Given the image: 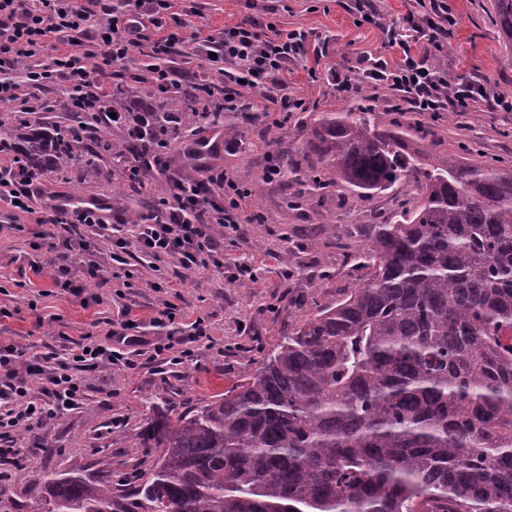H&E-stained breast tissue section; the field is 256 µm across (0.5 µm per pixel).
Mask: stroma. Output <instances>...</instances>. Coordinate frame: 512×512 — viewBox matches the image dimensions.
Returning a JSON list of instances; mask_svg holds the SVG:
<instances>
[{
  "label": "stroma",
  "instance_id": "obj_1",
  "mask_svg": "<svg viewBox=\"0 0 512 512\" xmlns=\"http://www.w3.org/2000/svg\"><path fill=\"white\" fill-rule=\"evenodd\" d=\"M204 13L210 29L260 16L283 29L303 28L328 38L330 63L355 77L362 52L383 48V34L370 25H356L342 0H186ZM489 0H450L459 25L444 47L440 62L454 78L478 76L498 90L512 93V51L502 49L489 19ZM297 95L319 101L333 112L350 106L358 92L343 93L327 83L325 75L310 78L298 65L291 76ZM265 102L240 98L226 116L243 131L237 150L219 155L216 164L234 177H246L247 205L240 214L241 231L224 238L223 272L184 273L173 258L161 267L171 281L167 291L152 288L149 259L136 250L113 261L112 248L97 242V259L107 273L132 271L129 287L105 289L101 303H93L94 285L62 290L52 287L53 255L32 250L29 242L37 226L25 221L22 230L0 234V307L10 317L0 320V339L15 343L26 357L64 356L84 335L105 343L112 321L130 309L140 323L146 348L165 344L168 329L154 325L163 301L176 307L178 318L192 322L204 317L209 339L199 341L194 355L176 370L141 356L134 368H98L83 373L85 399L79 408L58 419L15 436L11 452L0 456V512H34L42 495L40 477L47 472L95 478L111 470L113 484L146 480L158 459L157 450L139 447V435L152 411L148 395L164 396L169 408L182 411L216 398L235 386L244 372L263 359L305 314L344 296L361 283L366 270L344 261L336 245L352 225L390 219L410 207L415 196L401 186L370 198L338 199L335 188L323 190L312 207H289L294 189L266 179L262 167L264 137L271 119ZM436 134L426 148L427 160L449 156L477 159L512 168V112H472L448 120L429 119ZM61 188L75 198L98 197L113 209L145 212L166 193L160 176L149 178L143 195H130L120 175L85 182L63 181ZM264 222H257L255 212ZM255 270L249 287L232 274L236 264Z\"/></svg>",
  "mask_w": 512,
  "mask_h": 512
}]
</instances>
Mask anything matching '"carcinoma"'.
<instances>
[{
  "label": "carcinoma",
  "instance_id": "obj_1",
  "mask_svg": "<svg viewBox=\"0 0 512 512\" xmlns=\"http://www.w3.org/2000/svg\"><path fill=\"white\" fill-rule=\"evenodd\" d=\"M512 50V0H490ZM374 97L310 116L308 190L334 185L359 198L397 185L415 204L355 229L345 253L368 270L359 287L303 317L224 395L180 413L154 409L141 446L161 450L134 491L95 480L45 478L49 512H512V171L448 158L422 162L421 124L376 121ZM141 107L156 123L112 142L86 125L48 130L9 109L6 135L28 168L84 174L148 146L170 148L214 123L224 96L196 85L171 97L150 83ZM130 112L126 90L102 103ZM190 122L171 126L174 109Z\"/></svg>",
  "mask_w": 512,
  "mask_h": 512
}]
</instances>
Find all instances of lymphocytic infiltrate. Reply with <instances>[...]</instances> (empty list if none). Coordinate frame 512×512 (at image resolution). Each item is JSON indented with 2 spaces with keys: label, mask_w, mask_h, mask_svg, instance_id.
I'll use <instances>...</instances> for the list:
<instances>
[{
  "label": "lymphocytic infiltrate",
  "mask_w": 512,
  "mask_h": 512,
  "mask_svg": "<svg viewBox=\"0 0 512 512\" xmlns=\"http://www.w3.org/2000/svg\"><path fill=\"white\" fill-rule=\"evenodd\" d=\"M348 13L361 22L382 29L385 43L396 52L390 59L360 57L358 76L362 86L380 90L411 111L432 117L448 112H512V95L479 78L452 80L434 61L458 26L448 0H414L406 20L412 40L399 38L385 27L374 0H345ZM141 56L154 78L168 91H178L187 81L219 76L225 103H232L241 88L265 89L266 111L283 125L289 113L308 108L296 95L290 76L303 61L324 64L327 80L340 91L352 85L327 61V42L313 41L301 28L283 31L258 16L224 26L220 32L191 25L176 11L175 0H0V103L24 109L41 121L52 104L40 97L50 84L63 86L69 95H88L104 102L115 79H130L127 63ZM199 59L198 69L175 70L174 56ZM100 60L92 68L90 60ZM199 138L186 136L185 155L198 163L200 173L187 177L172 169L163 156L123 163L121 175L132 191H141L148 178L166 177L169 197L161 207L146 212L135 226L134 238L123 234L125 222L107 215L96 199L72 202L56 190V178L46 171H24L14 150L0 143V207L11 222L34 219L40 229L32 249L64 236L67 254L61 255L51 277L56 288L67 289L79 281L111 287L95 258V238H105L113 250H127L136 243L147 257L178 259L193 275L224 269V237L238 232L239 212L245 191L231 174L204 163ZM138 327L129 312H122L112 328L111 346L79 343L71 356L80 368L93 370L117 363L133 365L139 356ZM188 335L170 338L154 347L151 360L179 366L190 360L193 343L208 338L204 318L190 324ZM84 384L66 365L47 366L25 362L16 345L0 341V436L54 420L57 407L80 405Z\"/></svg>",
  "instance_id": "f902f5d3"
}]
</instances>
